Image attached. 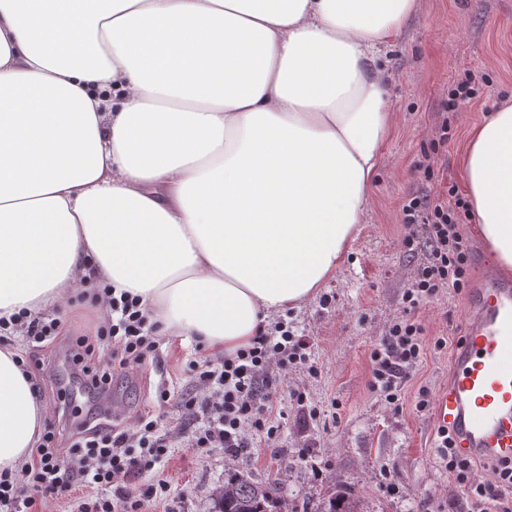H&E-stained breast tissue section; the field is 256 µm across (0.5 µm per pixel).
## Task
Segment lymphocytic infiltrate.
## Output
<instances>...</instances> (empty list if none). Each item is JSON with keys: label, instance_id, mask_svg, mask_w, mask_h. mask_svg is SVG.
<instances>
[{"label": "lymphocytic infiltrate", "instance_id": "obj_1", "mask_svg": "<svg viewBox=\"0 0 512 512\" xmlns=\"http://www.w3.org/2000/svg\"><path fill=\"white\" fill-rule=\"evenodd\" d=\"M468 212V201L453 189L444 198L416 195L402 207V244L420 261L405 291L402 315L371 354V387L392 410L400 409L402 388L429 345L416 312L443 290L459 292L468 286L470 250L460 231L461 217ZM101 305L106 326L95 343L81 341L72 353L79 377L92 391L109 385L114 374L134 373L159 350L155 327L136 298L109 294ZM306 347L302 337L279 321L255 336L249 348L192 363L196 394L184 400L183 408L200 424L188 435L141 415L132 429L82 425L68 437L62 454L55 447V432H46L36 461L0 475V512H33L37 497L68 493L76 482L110 491L108 497L80 504L78 512H146L150 493L134 494L127 480L160 463L173 439L185 438L190 448H220L235 457L249 452L255 437L274 435L272 417L279 402L274 373L305 364ZM439 437V464L462 487L465 512H512V460H490L482 477L481 468L457 452L452 433L443 429Z\"/></svg>", "mask_w": 512, "mask_h": 512}]
</instances>
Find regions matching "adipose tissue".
<instances>
[{
  "instance_id": "ef3b65f1",
  "label": "adipose tissue",
  "mask_w": 512,
  "mask_h": 512,
  "mask_svg": "<svg viewBox=\"0 0 512 512\" xmlns=\"http://www.w3.org/2000/svg\"><path fill=\"white\" fill-rule=\"evenodd\" d=\"M415 0H0V320L87 281L209 350L343 266L391 131L377 61ZM463 178L512 269V105ZM45 417L0 348V471Z\"/></svg>"
}]
</instances>
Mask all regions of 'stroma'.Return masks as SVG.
<instances>
[{"label":"stroma","instance_id":"1","mask_svg":"<svg viewBox=\"0 0 512 512\" xmlns=\"http://www.w3.org/2000/svg\"><path fill=\"white\" fill-rule=\"evenodd\" d=\"M379 64L387 72L393 125L370 187L365 221L336 276L314 298L283 314L290 330L305 338L315 375L298 367L289 370L279 387L278 429L250 453L233 458L220 448H175L163 464L133 475L129 486L136 493L160 480L167 485L150 512H213L216 489L235 472L260 484L275 483L296 512L304 507L315 512L335 495L357 500L358 512H463L462 488L437 464V424L432 413L417 412L415 404L420 388L434 396L447 383L452 346L461 335L481 265L495 261L474 218H464L460 226L471 251L468 288L444 290L417 312L428 345L403 390L402 411H391L372 391L370 355L400 316L419 263L401 245L403 204L409 195L441 186L465 194L460 159L471 128L512 104V0H417ZM467 72L478 97L445 110L450 88ZM444 122L452 136L437 149L434 133ZM425 160L434 168L435 182L414 169ZM93 293L90 287L76 289L52 310L61 337L95 335L103 316ZM440 337L449 346L438 351L433 341ZM4 346L23 358L40 387L44 425L56 427L59 410L68 407L65 351L53 343L32 347L18 331L0 338ZM205 353L194 338L164 337L156 361L146 362L133 379L115 376L105 394L79 400L71 422L102 411L124 420L157 414L156 396L163 387L174 400L168 423L192 428L178 402L191 391L185 367ZM294 389L302 392V400L289 398Z\"/></svg>","mask_w":512,"mask_h":512}]
</instances>
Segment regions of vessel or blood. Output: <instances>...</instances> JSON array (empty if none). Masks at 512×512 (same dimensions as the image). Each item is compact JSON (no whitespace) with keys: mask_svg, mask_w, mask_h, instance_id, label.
Returning <instances> with one entry per match:
<instances>
[{"mask_svg":"<svg viewBox=\"0 0 512 512\" xmlns=\"http://www.w3.org/2000/svg\"><path fill=\"white\" fill-rule=\"evenodd\" d=\"M465 454L512 458V280L486 273L434 406Z\"/></svg>","mask_w":512,"mask_h":512,"instance_id":"1","label":"vessel or blood"}]
</instances>
